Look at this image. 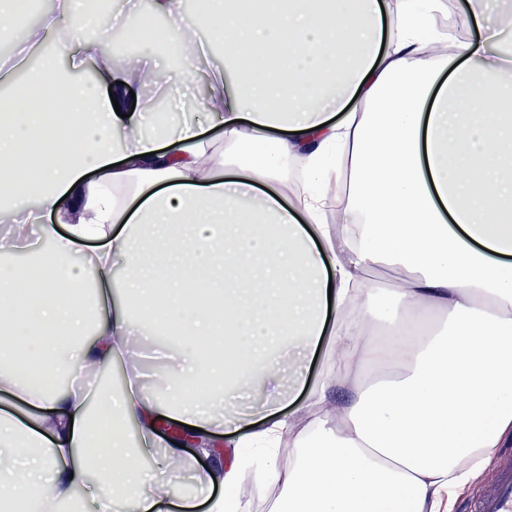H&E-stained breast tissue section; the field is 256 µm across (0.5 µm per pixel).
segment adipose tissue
<instances>
[{
  "instance_id": "obj_1",
  "label": "adipose tissue",
  "mask_w": 512,
  "mask_h": 512,
  "mask_svg": "<svg viewBox=\"0 0 512 512\" xmlns=\"http://www.w3.org/2000/svg\"><path fill=\"white\" fill-rule=\"evenodd\" d=\"M71 3L28 36L65 30L58 52L0 95L14 227L0 238V512H193L200 493L205 512H237L254 467L281 486L275 512H452L512 438V43L485 27L482 0H466L470 34L446 55L426 51L437 0H197L188 14L150 0L128 39L189 74L208 46L233 64L194 103L232 151L219 172L203 167L204 124L144 123L124 70L67 77L111 39L88 29L93 0L79 22ZM476 72L490 83L460 96ZM331 185L336 227L318 221ZM86 247L91 285L74 263ZM378 267L395 287L372 288ZM136 313L206 346L153 399L135 373L119 391L99 383L133 366ZM322 343L318 387L288 412ZM370 364L386 376L365 384ZM232 379L260 399L221 421ZM166 422L223 428L230 449L189 452ZM150 448L166 465L147 480Z\"/></svg>"
}]
</instances>
